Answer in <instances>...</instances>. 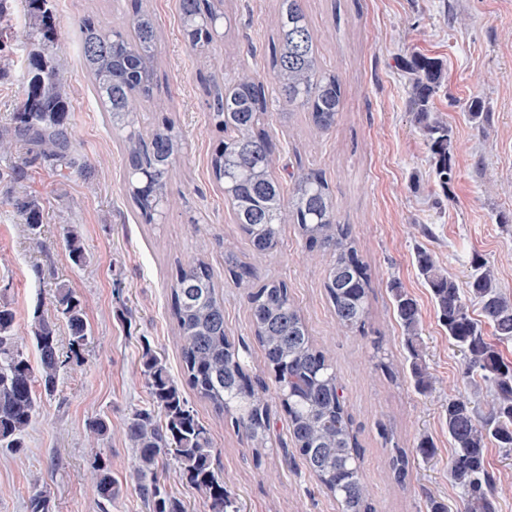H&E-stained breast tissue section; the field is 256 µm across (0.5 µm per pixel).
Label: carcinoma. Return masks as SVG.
Here are the masks:
<instances>
[{"mask_svg": "<svg viewBox=\"0 0 512 512\" xmlns=\"http://www.w3.org/2000/svg\"><path fill=\"white\" fill-rule=\"evenodd\" d=\"M221 2L178 0L183 37L192 50L209 51L221 31L231 26ZM47 4L48 0H28L30 21L22 43L35 50L28 55L17 110L8 123L0 125V158L26 150L27 159L10 167L15 183L23 179L29 161L40 160L60 172L75 165L77 146L70 131L64 63L58 54L63 35ZM273 23L278 49L271 61L272 86L246 71L227 82L216 73L211 76L209 119L224 139L211 157L210 168L232 200L233 221L252 254L269 256L281 249L286 226L292 224L309 251L330 257L324 288L336 327L345 334L360 332L369 314V266L359 254L350 226L336 221L335 203L320 173L300 168L289 175L287 183L275 175L272 143L265 129L274 111L285 108L290 115L308 113L322 133L334 129L342 110L343 85L317 55L304 0H280ZM157 40L153 15L138 6L110 27L91 19L79 26L83 65L112 128L122 134L126 181L148 186L147 192L131 195L147 224L169 205V186L183 149L182 132L174 123L141 125L143 112L164 108L154 97ZM411 71L409 110L415 113L433 156L434 174L446 185L453 172L454 141L448 124L431 109V100L443 82L442 68L431 58L417 56ZM7 200L26 224L30 243L43 247L38 202L12 193ZM67 247L74 263L84 262L74 227L68 230ZM416 265L430 288L448 341L462 357L464 377L476 373L486 383L481 399L460 393L444 405L453 448L449 469L460 489V512H498L486 453L491 444L512 451V364L498 349V344L512 342V299L500 291L491 267L484 263L471 274L466 294L437 269L429 253L419 252ZM224 270L246 296L250 329L269 380L250 375L249 351L231 338L224 296L209 265L197 259L179 269L172 285L185 383L224 415V422L252 450L258 463L273 448L269 391H274L288 415L289 441L282 448L295 449L305 469L336 501L338 512H375L341 379L312 336L287 283L257 280L252 266L232 248L224 250ZM390 293L409 353L413 387L426 394L434 382L422 359L417 303L395 282L390 284ZM471 302L480 306L483 320L472 316ZM56 311L69 328L71 350H77L88 336L80 300L61 286ZM484 321L493 327L496 341L485 336ZM19 340L15 313L0 305V448L14 451L25 447L36 414L35 383L52 395L63 364L55 322L38 315L32 327L40 376H35ZM140 373L149 402L132 412L124 432L135 450L138 489L147 512H187L161 481L159 460L164 455L173 456L186 482L205 495L209 512H235L214 468L208 428L189 406L163 359L148 347L140 359ZM377 431L388 447L389 469L401 485L415 461L434 454L425 438L409 452L399 447L386 423H378ZM95 484L105 506L102 512H110L108 506L120 489L107 467L97 469Z\"/></svg>", "mask_w": 512, "mask_h": 512, "instance_id": "1", "label": "carcinoma"}]
</instances>
